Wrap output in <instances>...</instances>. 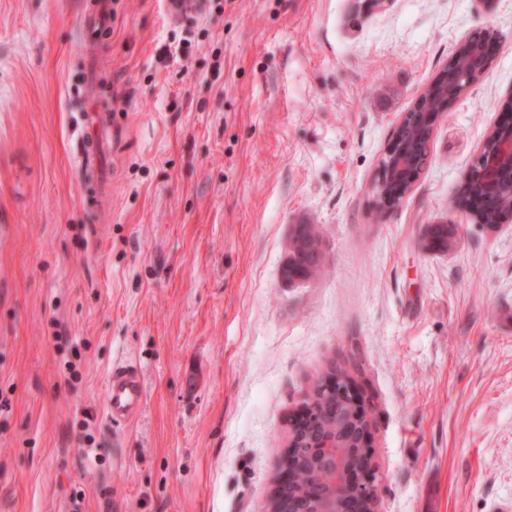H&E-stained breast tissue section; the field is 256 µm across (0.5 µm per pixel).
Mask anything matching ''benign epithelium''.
Segmentation results:
<instances>
[{
	"instance_id": "obj_1",
	"label": "benign epithelium",
	"mask_w": 512,
	"mask_h": 512,
	"mask_svg": "<svg viewBox=\"0 0 512 512\" xmlns=\"http://www.w3.org/2000/svg\"><path fill=\"white\" fill-rule=\"evenodd\" d=\"M490 45L488 40L471 47L466 57V65L475 71L477 77H482L486 71ZM422 99H417L413 109L415 113L407 112L403 118H411L421 127L433 132L434 125L442 116L440 112H425L421 108ZM504 117L489 131L494 136L495 144L489 150H480L476 165L472 172L479 178L481 189L477 191L478 201H470L462 206L470 219L480 222L479 214L486 207L489 196L497 192L500 177L505 172H512V136L501 138L496 131L503 126L512 128V108H503ZM397 139L391 136L386 146L385 154L394 156L392 167L395 175L407 171L411 165V156L405 152H394ZM317 386L336 394V398L344 402L349 415L336 418V438L324 445L325 455L318 461V466L332 471L331 488L328 495L312 508V502L306 499H288L283 491L296 479V471L306 464L304 450L299 448L293 439H288L287 448L282 458L288 463L278 465V474L273 495L270 500V512H376V494L372 472L374 466H358L353 464L349 453L347 438L353 428L351 421L364 419L365 423L358 431L355 453L364 458L373 459L372 452V420L369 409L362 401L358 384L349 373L331 370Z\"/></svg>"
}]
</instances>
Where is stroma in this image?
Wrapping results in <instances>:
<instances>
[{
	"label": "stroma",
	"instance_id": "1",
	"mask_svg": "<svg viewBox=\"0 0 512 512\" xmlns=\"http://www.w3.org/2000/svg\"><path fill=\"white\" fill-rule=\"evenodd\" d=\"M0 0V512H267L291 416L331 364L372 419L377 512L512 498V221L448 202L512 93V0ZM485 76L401 204L396 123L461 41ZM118 138L95 209L84 73ZM459 226L448 253L424 225ZM326 272L288 285L293 225ZM140 414H105L115 364ZM470 50V53L466 57V65L475 71V75L479 80L486 71L488 54L490 51V45L487 37L481 40V43L473 45ZM388 158L382 157L381 161L383 162V167L385 169V178L383 183V188L386 189V191L389 193V196L386 193L377 194V199L380 200L381 204L380 206L377 205L378 209L381 212L387 213L388 211H391L392 209L389 208L390 202L389 197L394 198L395 201L398 203V205L401 203L402 198L396 197L395 194L400 190L401 185L404 183V179H397L393 177H388L387 171L389 168L388 164Z\"/></svg>",
	"mask_w": 512,
	"mask_h": 512
}]
</instances>
